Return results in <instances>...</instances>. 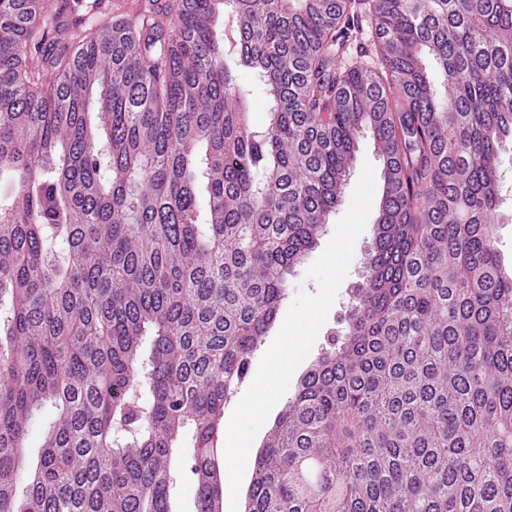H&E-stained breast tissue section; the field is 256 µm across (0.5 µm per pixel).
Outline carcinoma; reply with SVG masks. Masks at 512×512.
I'll return each instance as SVG.
<instances>
[{
  "label": "carcinoma",
  "mask_w": 512,
  "mask_h": 512,
  "mask_svg": "<svg viewBox=\"0 0 512 512\" xmlns=\"http://www.w3.org/2000/svg\"><path fill=\"white\" fill-rule=\"evenodd\" d=\"M94 2L0 0V512H177L187 473L222 512L224 405L366 131L365 275L246 508L512 512V0ZM240 82L252 91L250 96V115L252 123L257 126L264 125L266 122L267 101L262 90L252 83L250 76L247 74L241 76ZM500 173L502 175L497 226L498 249L505 261H512V149L510 140L500 156Z\"/></svg>",
  "instance_id": "cac0c4a2"
}]
</instances>
